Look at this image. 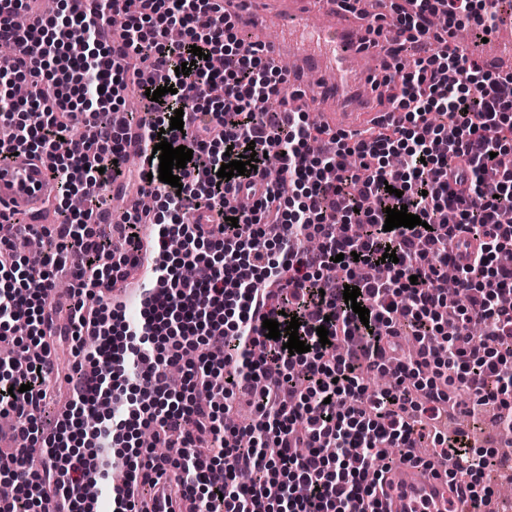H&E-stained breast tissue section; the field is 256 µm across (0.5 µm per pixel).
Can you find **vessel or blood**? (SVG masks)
<instances>
[{
    "label": "vessel or blood",
    "mask_w": 512,
    "mask_h": 512,
    "mask_svg": "<svg viewBox=\"0 0 512 512\" xmlns=\"http://www.w3.org/2000/svg\"><path fill=\"white\" fill-rule=\"evenodd\" d=\"M225 9L238 13L241 29L268 61L290 55V78L302 82L306 73L334 68V81L313 86L308 97L311 111L339 130H354L374 117V82L381 72L371 66L372 58L394 47L399 31L387 18H379L374 30L355 24L351 10H366L370 0H352L344 7L330 0L323 27L311 32L303 47H295V35L309 15L307 0H224ZM276 24L283 33L274 43L262 35L268 24ZM57 185L45 164L29 154L18 153L0 161V214L19 213L38 221L43 205L54 197ZM388 500L385 512H446L450 488L441 478L420 466L405 465L387 476Z\"/></svg>",
    "instance_id": "obj_1"
}]
</instances>
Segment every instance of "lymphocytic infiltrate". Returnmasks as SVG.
<instances>
[{"instance_id":"1","label":"lymphocytic infiltrate","mask_w":512,"mask_h":512,"mask_svg":"<svg viewBox=\"0 0 512 512\" xmlns=\"http://www.w3.org/2000/svg\"><path fill=\"white\" fill-rule=\"evenodd\" d=\"M511 1L397 7L402 39L381 85L401 115L373 120L350 143L300 111L252 112L253 100L280 98L288 74L257 51L241 53V34L215 0H89L84 9L61 0L57 15L42 14L39 0H0V38L14 50L7 77L29 87L24 105L0 108L12 149L47 163L59 185L93 183L105 193L158 173L160 139L193 151L175 171L180 187L158 183L161 212L127 213L123 251L88 232L91 205L78 223L56 225L57 247L37 262L0 248V342L19 347L28 338L41 348L0 370V412L44 448L39 469L21 452L0 464L15 489L0 512H47L52 501L65 512H100L104 496L113 512H156L146 494L157 480L155 451L139 440L145 428L177 435L174 493L197 498L203 512H382L388 471L374 459L394 448L399 463H421L417 426L439 416L450 387L496 406L512 427V265L496 260L512 247V225L499 221L512 207V75L448 45L465 24L476 38L495 34ZM117 8L128 22L115 33ZM424 40L436 51L403 69L404 53ZM185 62L190 73L176 74ZM217 83L220 100L211 94ZM160 86L168 94L137 122L150 171L132 177L123 135L107 116L128 88ZM178 109L181 131L170 126ZM76 119L84 129L73 137ZM318 139L321 152H310ZM249 147L260 155L256 169L219 177ZM273 161L277 181L268 177ZM401 206L421 225L385 230L387 208ZM144 224L159 225L155 239H142ZM309 237L316 249H304ZM388 250L395 260H384ZM147 257L154 276L133 322L110 296ZM68 266L78 283L64 327L75 358L72 399L43 439L35 414L55 370L46 311L54 277ZM450 266L461 307L442 288ZM353 284L368 323L343 299ZM290 316L309 352L293 355L267 338L264 320ZM476 323L484 336L470 335ZM406 328L420 345L410 359ZM186 351L195 359L175 390L168 367ZM376 371L393 383L367 392L363 375ZM200 388L210 403L196 400ZM239 392L256 398L259 418L247 429L222 417L224 400ZM243 470L254 476L246 485L236 481Z\"/></svg>"}]
</instances>
